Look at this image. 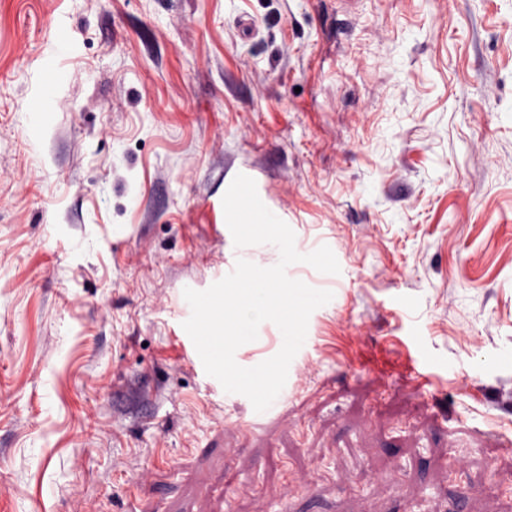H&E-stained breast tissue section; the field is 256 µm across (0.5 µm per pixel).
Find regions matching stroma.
<instances>
[{
    "instance_id": "1",
    "label": "stroma",
    "mask_w": 512,
    "mask_h": 512,
    "mask_svg": "<svg viewBox=\"0 0 512 512\" xmlns=\"http://www.w3.org/2000/svg\"><path fill=\"white\" fill-rule=\"evenodd\" d=\"M240 173L340 265L261 413L177 348L184 287L240 257ZM1 485L0 512H512V0H0ZM65 79L64 73L53 60H48L43 66L42 77L34 90L37 100V110L33 115L35 122H43L51 114V93Z\"/></svg>"
}]
</instances>
